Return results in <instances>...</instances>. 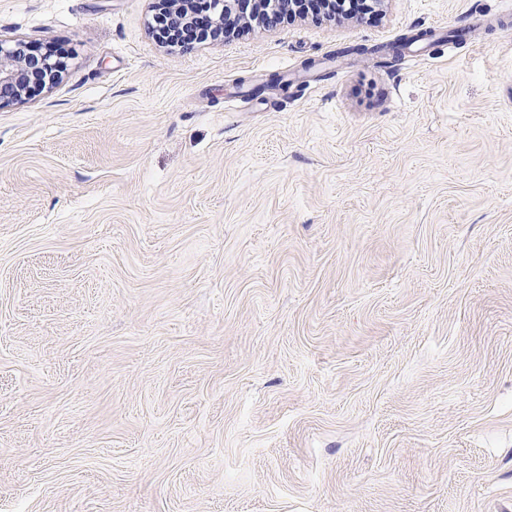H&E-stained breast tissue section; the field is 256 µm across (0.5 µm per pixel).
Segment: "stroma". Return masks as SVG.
Segmentation results:
<instances>
[{
    "mask_svg": "<svg viewBox=\"0 0 512 512\" xmlns=\"http://www.w3.org/2000/svg\"><path fill=\"white\" fill-rule=\"evenodd\" d=\"M159 8L0 0V512H512V5ZM161 10H168L171 14L169 17H161L158 19L163 25L168 26L167 33L173 39H180V33L184 25L196 26L197 31L203 34L210 33L212 30L220 28L223 32L225 25L223 23H214L210 16L206 15L205 18H198L192 12L190 6L196 3L204 2L210 5V10H215L219 5L224 3V14L231 13L233 9H238L239 17H245L253 14L255 9L263 5L275 6L278 9L288 8L291 4L296 3H326L331 1L326 0H159ZM308 2V3H306ZM186 26V27H187ZM60 62L23 43L0 44V106L23 100L49 87L61 77Z\"/></svg>",
    "mask_w": 512,
    "mask_h": 512,
    "instance_id": "stroma-1",
    "label": "stroma"
}]
</instances>
